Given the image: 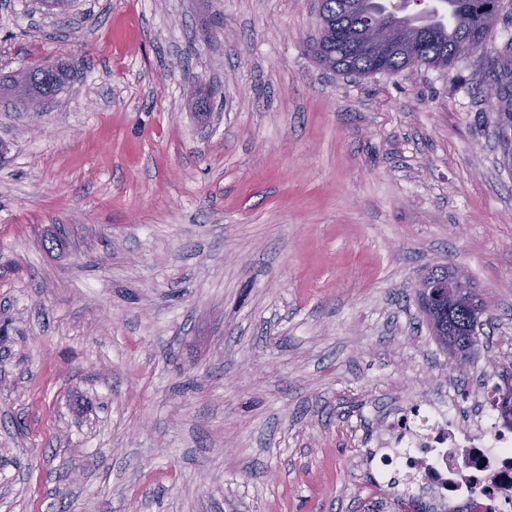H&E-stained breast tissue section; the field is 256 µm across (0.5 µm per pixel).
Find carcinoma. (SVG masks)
Instances as JSON below:
<instances>
[{"mask_svg": "<svg viewBox=\"0 0 512 512\" xmlns=\"http://www.w3.org/2000/svg\"><path fill=\"white\" fill-rule=\"evenodd\" d=\"M447 5L443 19L438 8L422 14L402 12L394 0H320L319 38L309 53L321 65L341 74L372 75L384 66L390 74L410 68H447L465 56L484 52L495 34L502 0H439ZM32 84L19 86L14 95L35 103L59 94L71 79L59 65L53 75L31 72ZM489 83L497 85L500 108L495 136L506 160L512 159V56L499 58ZM458 301L451 314L440 315L430 326L436 341L451 348L453 368L463 373L466 357L475 350L471 335L474 312L481 307L471 288L456 289Z\"/></svg>", "mask_w": 512, "mask_h": 512, "instance_id": "cac0c4a2", "label": "carcinoma"}]
</instances>
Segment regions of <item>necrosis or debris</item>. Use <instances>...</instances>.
<instances>
[{
    "label": "necrosis or debris",
    "mask_w": 512,
    "mask_h": 512,
    "mask_svg": "<svg viewBox=\"0 0 512 512\" xmlns=\"http://www.w3.org/2000/svg\"><path fill=\"white\" fill-rule=\"evenodd\" d=\"M496 397L485 385L486 413L469 426L452 405L412 402L396 412L383 430L380 485L443 512H512V427L493 409Z\"/></svg>",
    "instance_id": "4bbe7bcc"
}]
</instances>
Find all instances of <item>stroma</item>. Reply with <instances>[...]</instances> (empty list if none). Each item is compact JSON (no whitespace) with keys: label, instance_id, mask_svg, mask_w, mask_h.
I'll return each instance as SVG.
<instances>
[{"label":"stroma","instance_id":"1","mask_svg":"<svg viewBox=\"0 0 512 512\" xmlns=\"http://www.w3.org/2000/svg\"><path fill=\"white\" fill-rule=\"evenodd\" d=\"M317 0H0V512H369L380 425L458 374L434 266L512 374V168L483 87L512 51L351 76ZM209 90L211 112L187 105ZM33 77L32 84L19 86L14 95L21 102L35 103L44 99L52 98L59 94L71 79L68 68L63 65L57 66L53 76H42L40 72L27 70Z\"/></svg>","mask_w":512,"mask_h":512}]
</instances>
